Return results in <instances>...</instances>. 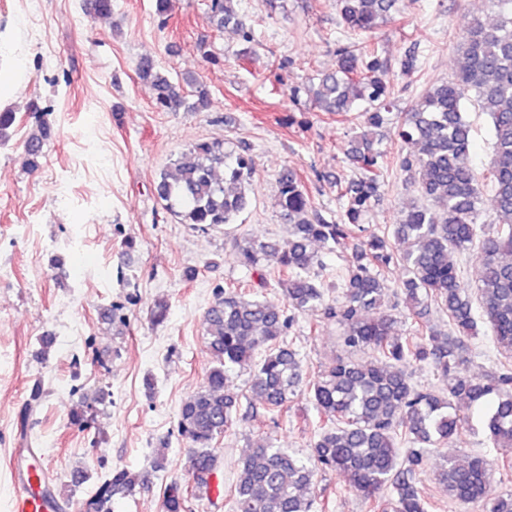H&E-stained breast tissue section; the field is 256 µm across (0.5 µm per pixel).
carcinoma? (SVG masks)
Here are the masks:
<instances>
[{"mask_svg": "<svg viewBox=\"0 0 512 512\" xmlns=\"http://www.w3.org/2000/svg\"><path fill=\"white\" fill-rule=\"evenodd\" d=\"M398 0H336L349 30H374L395 9ZM502 5L494 23L472 17L458 44L454 77L430 87L397 116V136L412 147L401 168L415 174L418 197L411 200L392 231H369L362 224L371 203L380 196L383 155L363 136L347 150L362 170L340 188L341 213L326 218L312 208L298 179L283 171L278 179L279 206L291 224L286 240L249 238L234 241L240 263L256 273L259 285L267 269L278 273L283 303L230 290L219 293L205 312L213 365L203 383L183 400L178 431L191 445L189 474L196 488L207 491L217 470L213 441L238 418L241 398L268 412L305 395L315 406L317 426L304 459L270 442L248 450L239 461L229 487L233 512H328L326 500L313 497L319 471L342 476L382 512H427L420 474L440 445L459 437L469 416L461 409L488 408L489 441L500 459L471 453L461 461L445 460L438 477L448 498L480 503L484 512H512V493L496 494L491 474L498 464L512 463V0ZM234 0H211V21L228 25L247 47L253 32L235 11ZM365 52L343 50L336 69L321 73L311 85L313 102L322 112H349L358 101L369 105L366 121L379 127L388 121L390 92L379 73L385 65ZM137 73L155 90L160 112H178L187 101L180 86L161 74L153 60L139 61ZM471 101L490 120L492 158L486 171L471 161L473 127L465 102ZM255 159L248 148L224 149L219 139L196 143L182 151L159 174L154 185L163 209L181 223L205 228L234 224L250 203L249 187ZM490 184L494 218L481 220V198ZM354 241L340 298L329 301L311 275L322 265L315 245ZM478 250L479 261L468 284L461 275L460 256ZM399 266L404 272L401 293L407 316L418 335L396 333L397 317L388 309L389 285L382 272ZM448 316V331L429 322L431 307ZM311 312L317 330L323 320L342 327L346 355L304 376L297 353L285 343L295 316ZM484 327L508 360L470 374L469 341ZM369 352L370 358L357 354ZM432 365L438 384L416 387L407 367ZM249 369L248 395L227 385L229 374ZM41 404L34 392L20 411L21 440L28 441L29 418ZM141 474L112 470L89 501L92 512H109L112 495L135 490ZM182 486L170 484L163 512H184Z\"/></svg>", "mask_w": 512, "mask_h": 512, "instance_id": "1", "label": "carcinoma"}]
</instances>
